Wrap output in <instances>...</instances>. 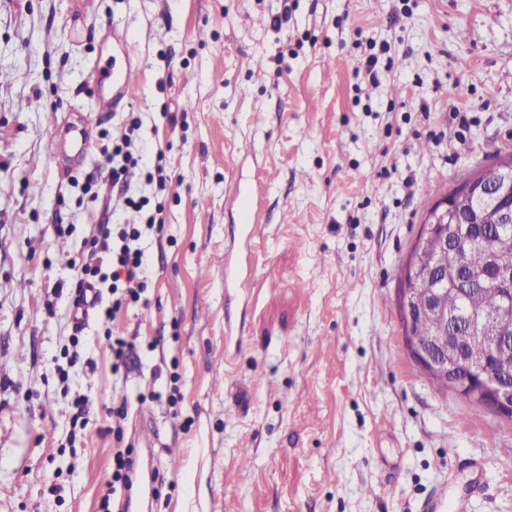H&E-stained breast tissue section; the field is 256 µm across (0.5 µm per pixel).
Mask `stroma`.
Wrapping results in <instances>:
<instances>
[{
	"mask_svg": "<svg viewBox=\"0 0 512 512\" xmlns=\"http://www.w3.org/2000/svg\"><path fill=\"white\" fill-rule=\"evenodd\" d=\"M116 29L141 72L102 112ZM1 78L0 512H121L119 452L151 512H423L443 486L512 512V421L429 382L397 305L427 207L512 152V0H0ZM136 120L164 179L116 185ZM130 197L165 221L145 289L77 320ZM90 129L91 123L83 119L79 125H73L70 128L71 132V147L74 152V157L79 158L87 153L90 148Z\"/></svg>",
	"mask_w": 512,
	"mask_h": 512,
	"instance_id": "35a3bbf8",
	"label": "stroma"
}]
</instances>
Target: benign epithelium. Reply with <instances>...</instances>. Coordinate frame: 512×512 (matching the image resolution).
Here are the masks:
<instances>
[{"label": "benign epithelium", "instance_id": "7a95c632", "mask_svg": "<svg viewBox=\"0 0 512 512\" xmlns=\"http://www.w3.org/2000/svg\"><path fill=\"white\" fill-rule=\"evenodd\" d=\"M493 169L494 184L487 182V171L481 169L427 210L403 266L397 301L406 350L426 378L442 390L451 386L463 398H478L484 408L511 420L512 369H499L494 359L512 351V336L501 334L499 329L504 320L512 317V264L501 262L492 244L512 235V155L499 159ZM487 209L497 210L500 220L497 238L488 240V262L494 266L500 286L499 307L493 316L450 312L448 269L436 264L429 269L426 280H421L420 254L431 251L438 255L448 248V242L474 235ZM410 284L424 286L428 300L415 303ZM424 313L435 318V331L428 337L416 336L415 319ZM461 318L486 336L489 359L478 368L464 367L463 351L448 336V327Z\"/></svg>", "mask_w": 512, "mask_h": 512}]
</instances>
